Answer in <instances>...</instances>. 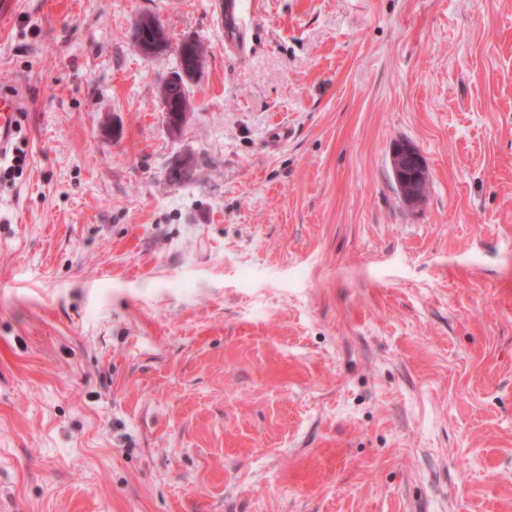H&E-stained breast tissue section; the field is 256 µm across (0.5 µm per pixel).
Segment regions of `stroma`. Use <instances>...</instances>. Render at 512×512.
<instances>
[{"label":"stroma","mask_w":512,"mask_h":512,"mask_svg":"<svg viewBox=\"0 0 512 512\" xmlns=\"http://www.w3.org/2000/svg\"><path fill=\"white\" fill-rule=\"evenodd\" d=\"M222 2L0 16V512H512V0ZM139 19H142V22L141 23L136 22L135 26H138L139 31H140L139 33L141 34L142 38L144 39V42L145 43H150V42L156 43L157 41H159L157 43V46L145 45L138 39V37H136L137 43L143 53L148 54V55L157 54V53L167 49L170 46L169 38H166V41H162L163 35L160 33V31H155L148 24L147 20L154 19V17L143 16ZM153 24L156 28L165 31L164 27L161 25V23L157 19H154ZM158 48H160V50ZM181 46V44H180ZM180 46L178 49H180ZM203 46L197 41H187L184 42L181 49L179 50V60H180V69L184 70L186 73H190L195 70L198 63V71L201 69L203 65ZM197 71V72H198ZM195 72V73H197ZM195 73L184 74V77L191 76ZM174 76H176L179 81L166 80L161 85L162 88L160 87L159 93L162 99H164L163 105L166 107L167 113L170 114L168 120L171 122L172 126H179L182 119L180 104L183 97V112L186 120L190 116V102L189 97L185 95L186 85L181 72H176ZM23 98L20 93L2 91L0 94V156L8 151L14 135L21 126ZM390 165L403 200L412 206L421 205L425 200L429 173L417 147L407 141L393 143Z\"/></svg>","instance_id":"obj_1"}]
</instances>
